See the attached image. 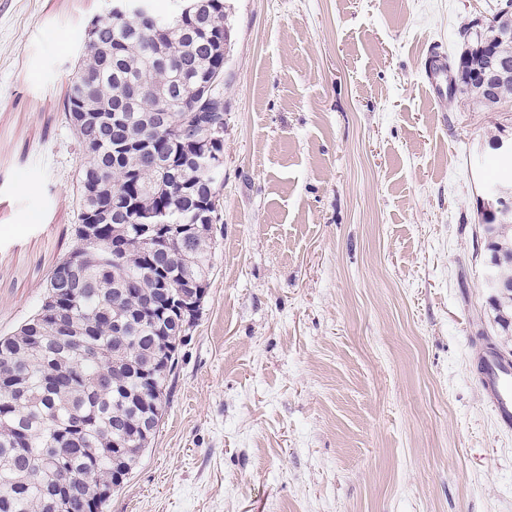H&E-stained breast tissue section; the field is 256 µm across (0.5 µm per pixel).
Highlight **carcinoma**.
Masks as SVG:
<instances>
[{
    "mask_svg": "<svg viewBox=\"0 0 512 512\" xmlns=\"http://www.w3.org/2000/svg\"><path fill=\"white\" fill-rule=\"evenodd\" d=\"M91 25L65 116L84 154L76 185L73 245L46 281L40 306L0 335V512H104L117 475L133 470L160 422L182 337L197 320L181 293L208 292L214 227L201 223L209 192L203 151L224 154V88L231 26L224 0H184L152 13ZM512 63V36L479 47L473 33L453 60L448 96L493 107L512 79L487 93L470 80L485 55ZM139 93L130 98V88ZM169 121H157L158 110ZM484 267L503 286L497 324L512 326V219L482 206ZM75 275L62 276L66 268ZM60 323L78 342L61 340Z\"/></svg>",
    "mask_w": 512,
    "mask_h": 512,
    "instance_id": "carcinoma-1",
    "label": "carcinoma"
}]
</instances>
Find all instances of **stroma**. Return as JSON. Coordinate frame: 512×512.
I'll list each match as a JSON object with an SVG mask.
<instances>
[{
	"instance_id": "obj_1",
	"label": "stroma",
	"mask_w": 512,
	"mask_h": 512,
	"mask_svg": "<svg viewBox=\"0 0 512 512\" xmlns=\"http://www.w3.org/2000/svg\"><path fill=\"white\" fill-rule=\"evenodd\" d=\"M214 276L154 440L106 512H512V350L478 224L512 100L436 99L506 0H229ZM112 0H0V334L72 244L64 112ZM481 361L480 381L489 405L505 424H512V357L497 347H488ZM494 352V353H493ZM496 353V354H495Z\"/></svg>"
}]
</instances>
